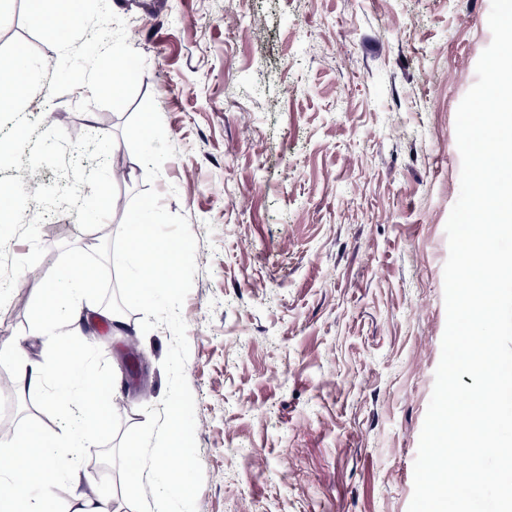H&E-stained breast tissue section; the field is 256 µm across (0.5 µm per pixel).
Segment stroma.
Returning a JSON list of instances; mask_svg holds the SVG:
<instances>
[{"instance_id":"stroma-1","label":"stroma","mask_w":512,"mask_h":512,"mask_svg":"<svg viewBox=\"0 0 512 512\" xmlns=\"http://www.w3.org/2000/svg\"><path fill=\"white\" fill-rule=\"evenodd\" d=\"M491 0H82L66 40L32 0H0V46L21 38L48 63L27 104L70 137L122 135L154 98L176 149L154 187L197 238L185 299L204 472L196 512H408L413 464L446 324L445 225L460 191L455 117L491 42ZM120 95L91 91L114 58ZM124 209L83 231L40 228L42 260L0 308V427L65 423L50 392L20 388L17 357L50 359L32 336L62 244L90 250ZM97 311L82 329L115 373L123 426L167 388L171 333Z\"/></svg>"}]
</instances>
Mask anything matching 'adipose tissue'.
<instances>
[{
	"instance_id": "ef3b65f1",
	"label": "adipose tissue",
	"mask_w": 512,
	"mask_h": 512,
	"mask_svg": "<svg viewBox=\"0 0 512 512\" xmlns=\"http://www.w3.org/2000/svg\"><path fill=\"white\" fill-rule=\"evenodd\" d=\"M95 274L82 259L71 267L55 270L47 276V286L32 328L55 348L52 365L27 361L21 378L28 388L40 389L53 383L54 396L72 406L76 418L57 439H43L38 430L0 441L6 450L0 457V512H44L56 488L69 486L77 501L76 512H108L107 504L89 499L82 489L78 461L97 446V435L104 423L100 405L94 398L90 375L77 374L76 355L84 354L90 340L80 322L83 304L91 296ZM190 484L187 467L160 464L139 473L132 481L135 497L141 502L162 506L163 490L184 492Z\"/></svg>"
}]
</instances>
